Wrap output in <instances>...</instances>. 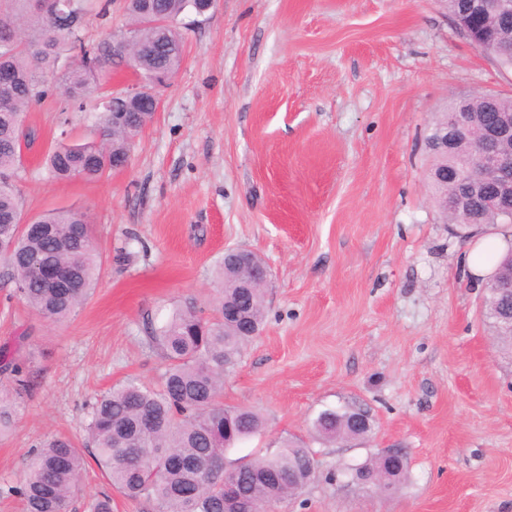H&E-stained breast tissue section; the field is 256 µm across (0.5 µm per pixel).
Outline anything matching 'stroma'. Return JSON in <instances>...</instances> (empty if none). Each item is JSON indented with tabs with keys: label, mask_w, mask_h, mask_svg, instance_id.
Segmentation results:
<instances>
[{
	"label": "stroma",
	"mask_w": 512,
	"mask_h": 512,
	"mask_svg": "<svg viewBox=\"0 0 512 512\" xmlns=\"http://www.w3.org/2000/svg\"><path fill=\"white\" fill-rule=\"evenodd\" d=\"M86 42L122 37L124 0H90ZM173 27L179 68L126 168L97 181L52 178L57 142L97 136L98 114L54 88L26 114L38 133L16 189L26 216L87 213L98 279L68 321L36 315L0 263V350L31 380L0 436V512L33 445L88 442L96 398L129 379L159 382L148 343L184 301L209 309L229 246L271 267L263 331L224 380L223 403L264 430L250 458L298 437L314 480L277 512H512V357L495 347L481 278L431 199L425 137L451 100L512 97V71L462 37L441 0H213ZM366 410L372 429L328 440L327 409ZM406 451L407 478L384 496L353 468Z\"/></svg>",
	"instance_id": "35a3bbf8"
}]
</instances>
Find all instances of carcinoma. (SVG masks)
<instances>
[{
    "label": "carcinoma",
    "instance_id": "obj_1",
    "mask_svg": "<svg viewBox=\"0 0 512 512\" xmlns=\"http://www.w3.org/2000/svg\"><path fill=\"white\" fill-rule=\"evenodd\" d=\"M196 9L205 0H128L135 27L121 41L104 40L88 45L81 36L84 13L78 6L59 14L57 0H0V259L16 294L40 317L53 322L68 321L87 298L99 274L92 225L80 210H53L24 224L23 205L14 182L22 166L21 142L32 145L33 129L23 130V118L32 105L49 93L48 77L65 88L68 98L83 107L98 91L95 79L121 60L139 69L146 78L169 77L183 55L181 39L171 22L187 2ZM512 33V11L486 13L478 22L476 48L500 67L512 70V50L500 51ZM71 66L58 70L61 51ZM98 122L100 140L79 145H59L47 156L50 175L69 179L80 175L97 180L125 163L132 142L127 126L145 127L155 105L149 98L101 103ZM512 112V99L498 98L489 105L470 97L456 100L439 113L426 137L432 169L452 173L474 155L475 145L460 138L454 154L447 156L437 144L435 132L456 117L461 123L490 120L494 113ZM462 177L456 194L467 198L463 210L441 209L448 223L462 237L495 207L512 213V198L468 192ZM43 264L58 267L62 282L45 283ZM220 291L209 316L201 315L189 300L159 327L149 341L167 367L156 387L134 380L112 388L92 406L88 435L93 459L108 475L113 490L133 500H143L152 512H224V409L220 397L224 377L238 365L247 336L240 327L224 325V296L232 292L234 275L219 265ZM484 314L501 348L512 353V335L503 328L512 317V302L486 285ZM0 372L7 375L0 386V432L11 426L17 398L28 386L22 367L13 359L3 360ZM354 409L327 410L318 415L314 429L324 438L344 439L353 433L350 417ZM259 414L249 410L239 415L237 438L261 431ZM313 464L309 448L298 439L282 442L275 452L259 454L246 463L240 480L248 504L263 512L273 498L282 501L297 491V476ZM85 459L74 442L54 436L31 450L26 469L13 489L24 512H68L70 502L83 494ZM87 512H112V495L90 496Z\"/></svg>",
    "mask_w": 512,
    "mask_h": 512
}]
</instances>
